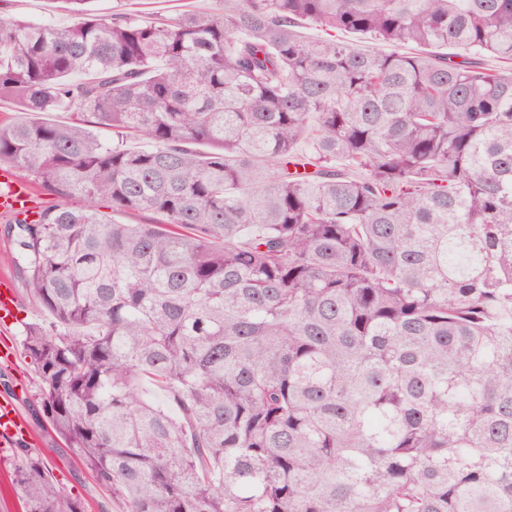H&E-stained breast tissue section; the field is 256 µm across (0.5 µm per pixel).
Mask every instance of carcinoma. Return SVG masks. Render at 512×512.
<instances>
[{"label":"carcinoma","instance_id":"cac0c4a2","mask_svg":"<svg viewBox=\"0 0 512 512\" xmlns=\"http://www.w3.org/2000/svg\"><path fill=\"white\" fill-rule=\"evenodd\" d=\"M89 2L0 19V164L84 200L8 227L81 465L127 512H512V71L448 54L512 62V0ZM210 4L209 0H95L90 6L106 19L119 12L133 13L141 19H176L185 11L204 9Z\"/></svg>","mask_w":512,"mask_h":512}]
</instances>
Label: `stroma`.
<instances>
[{
	"mask_svg": "<svg viewBox=\"0 0 512 512\" xmlns=\"http://www.w3.org/2000/svg\"><path fill=\"white\" fill-rule=\"evenodd\" d=\"M210 0H93L92 7L103 18L127 12L142 19L157 17L175 19L191 9L208 7ZM24 18L32 22L69 24L72 15L64 0H0V17ZM5 217L0 216V272L9 277L17 296V310L13 325L0 328V340L10 341L14 356L10 362H0V396L13 395L28 428L37 439L36 450L54 481L68 495L81 500L86 512H125L123 506L111 500L101 490L90 473L75 461L70 448L55 434L44 416L34 394L37 378L21 349L25 324L36 321L37 309L26 278L12 263V244L5 235Z\"/></svg>",
	"mask_w": 512,
	"mask_h": 512,
	"instance_id": "obj_1",
	"label": "stroma"
}]
</instances>
